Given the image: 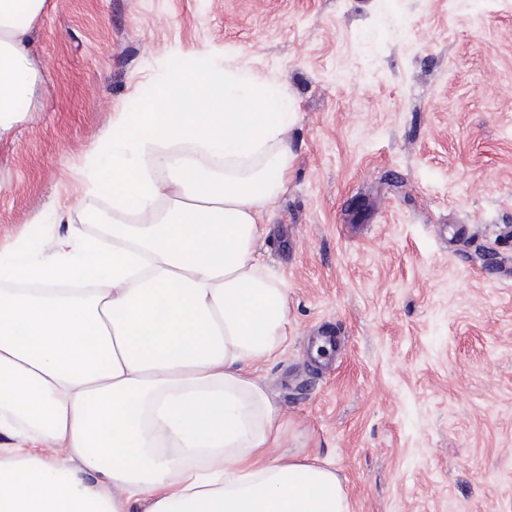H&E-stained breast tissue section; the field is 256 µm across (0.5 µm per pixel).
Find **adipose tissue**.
Returning <instances> with one entry per match:
<instances>
[{"mask_svg": "<svg viewBox=\"0 0 512 512\" xmlns=\"http://www.w3.org/2000/svg\"><path fill=\"white\" fill-rule=\"evenodd\" d=\"M45 2L0 0V132L35 92ZM291 118L275 77L203 51L88 152L111 227L0 252V512H350L335 470L269 458L252 371L288 339L255 245Z\"/></svg>", "mask_w": 512, "mask_h": 512, "instance_id": "adipose-tissue-1", "label": "adipose tissue"}]
</instances>
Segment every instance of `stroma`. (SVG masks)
Instances as JSON below:
<instances>
[{"mask_svg":"<svg viewBox=\"0 0 512 512\" xmlns=\"http://www.w3.org/2000/svg\"><path fill=\"white\" fill-rule=\"evenodd\" d=\"M205 49L292 101L256 244L288 285L257 369L270 456L336 470L351 512H512V0H47L0 135V249L111 212L87 151Z\"/></svg>","mask_w":512,"mask_h":512,"instance_id":"obj_1","label":"stroma"}]
</instances>
